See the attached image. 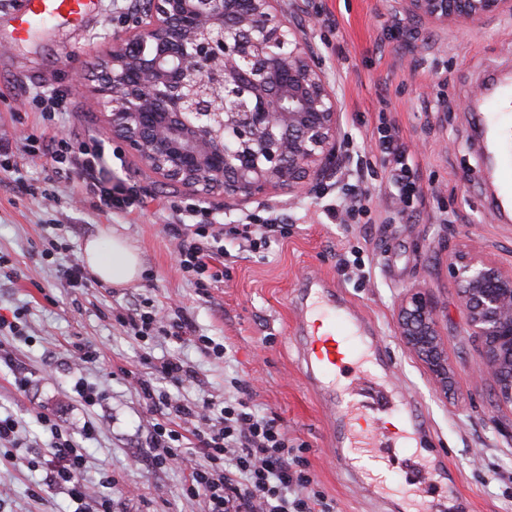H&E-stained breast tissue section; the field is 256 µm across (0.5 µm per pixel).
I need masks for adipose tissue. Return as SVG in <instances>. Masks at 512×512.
I'll list each match as a JSON object with an SVG mask.
<instances>
[{"mask_svg":"<svg viewBox=\"0 0 512 512\" xmlns=\"http://www.w3.org/2000/svg\"><path fill=\"white\" fill-rule=\"evenodd\" d=\"M83 260L89 272L102 282L122 288L140 279L142 260L138 249L119 234H112L109 244L88 240Z\"/></svg>","mask_w":512,"mask_h":512,"instance_id":"ef3b65f1","label":"adipose tissue"}]
</instances>
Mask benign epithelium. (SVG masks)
<instances>
[{"label": "benign epithelium", "instance_id": "obj_1", "mask_svg": "<svg viewBox=\"0 0 512 512\" xmlns=\"http://www.w3.org/2000/svg\"><path fill=\"white\" fill-rule=\"evenodd\" d=\"M413 32L426 25L512 15V0H392ZM283 0H153L149 20L113 37L94 83L76 81L108 109L112 137L168 183L224 208L264 203L277 190L313 191L347 162L341 108L313 63ZM223 80L218 95L204 75ZM466 330L479 338L482 369L512 408V269L479 250L448 255ZM440 306L425 287L398 306L403 346L448 393L451 368Z\"/></svg>", "mask_w": 512, "mask_h": 512}]
</instances>
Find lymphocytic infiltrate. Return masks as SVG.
Returning <instances> with one entry per match:
<instances>
[{"label":"lymphocytic infiltrate","instance_id":"obj_1","mask_svg":"<svg viewBox=\"0 0 512 512\" xmlns=\"http://www.w3.org/2000/svg\"><path fill=\"white\" fill-rule=\"evenodd\" d=\"M58 146L68 155V175L83 179L104 207L130 208L127 197L98 181L100 148H76L63 140ZM379 147L391 166L397 199L410 203L420 188L405 144L398 134L389 132L380 136ZM167 231L177 242L181 270L197 287L209 288L224 280L217 261L224 254L225 235L240 237V250L249 255L267 248L286 227L272 218L252 228L197 223L171 224ZM120 323L136 337L156 331L193 342L210 356L227 354L226 345L196 335L180 310L167 318L155 309L137 311L121 317ZM195 380L194 371L183 360L170 357L155 365L153 378L138 379L137 385L157 416L155 467L180 466L185 473L184 492L201 501L203 512H336L335 502L315 489L299 446L289 441L276 417L258 411L249 384L234 381L232 392L220 402L206 396L184 402L160 388L164 382L179 387ZM40 422L52 436L44 462L49 485L65 487L72 499L88 502L87 512H112L111 497L91 499L83 483L85 456L74 434L49 415H41Z\"/></svg>","mask_w":512,"mask_h":512}]
</instances>
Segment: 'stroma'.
Instances as JSON below:
<instances>
[{
  "instance_id": "35a3bbf8",
  "label": "stroma",
  "mask_w": 512,
  "mask_h": 512,
  "mask_svg": "<svg viewBox=\"0 0 512 512\" xmlns=\"http://www.w3.org/2000/svg\"><path fill=\"white\" fill-rule=\"evenodd\" d=\"M17 2L0 0V140L16 147L48 130L97 143L102 178L123 186L136 202L126 212L100 206L80 179H56L48 155H25L0 167V256L13 269L11 277L0 276V314L19 308L26 322L25 339L6 336L0 343L14 347L27 379L25 388H16L12 371L0 366V412L19 421L24 442L0 471V512L80 508L67 490L45 487L44 468L30 464L51 440L39 422L43 413L78 434L85 422L95 425V435L80 441L83 479L90 494L111 493L115 512H201V503L183 492L182 470L149 465L154 415L131 384L172 356L190 365L199 382L169 386L171 397L192 401L203 392L220 401L231 381L249 382L259 409L277 416L289 440L301 446L336 512H384L337 476L329 416L307 390L296 360L294 300L310 276L344 289L377 326L395 361V383L420 404L450 472L440 481L437 512H512V410L499 404L493 379L480 371L482 348L465 330L448 271L449 253L473 243L486 258L512 266V221H500L487 208L469 112L488 74L512 72V17L424 26L408 37L390 0H286L340 100L349 161L337 178L296 200L277 193L265 208L246 203L228 209L222 198H201L148 172L113 138L98 102L74 82L78 72L95 79L110 37L144 20L131 0H96L82 27L60 20L21 40L11 14ZM62 90L68 93L65 111L44 120L34 92ZM385 126L395 128L418 168L424 197L407 210L393 198L390 165L378 147ZM359 176L367 214L345 224L328 219L327 206ZM193 208L208 224H260L276 216L288 233L243 260L236 257L237 239L225 236L224 281L201 291L180 270L165 230L193 223ZM54 224L62 225L69 248L46 256L42 240ZM111 230L139 248L141 279L126 288L100 281L67 288L60 265L81 260L85 241ZM418 285L430 288L442 307L454 379L448 396L397 334L399 301ZM149 303L183 307L197 334L226 345L230 359L208 357L188 341L131 336L119 316ZM76 342L97 350L98 362L75 365ZM79 381L101 392L102 400L92 406L78 401ZM107 472L114 478L109 489L102 484ZM35 489L41 498L32 497Z\"/></svg>"
}]
</instances>
